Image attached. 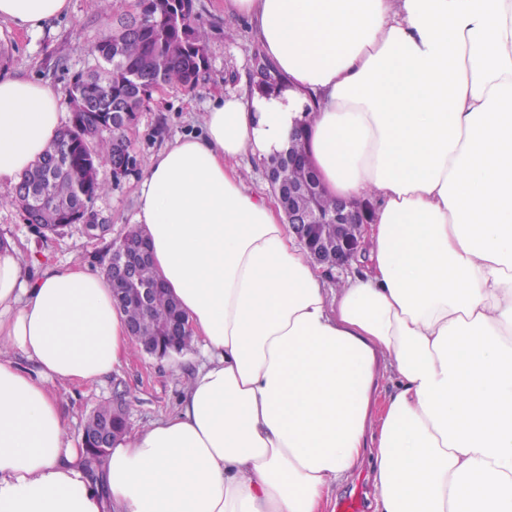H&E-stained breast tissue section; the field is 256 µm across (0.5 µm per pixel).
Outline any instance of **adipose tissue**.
Instances as JSON below:
<instances>
[{
    "mask_svg": "<svg viewBox=\"0 0 512 512\" xmlns=\"http://www.w3.org/2000/svg\"><path fill=\"white\" fill-rule=\"evenodd\" d=\"M70 0H0L42 31ZM287 74L153 157L136 220L204 362L98 481L55 389L130 356L106 276L0 248V512H324L371 462L376 512H512V0H224ZM332 198L375 199L362 274L329 287L274 198L230 168L290 144ZM0 76V185L62 128ZM23 363H16L15 355ZM391 387H381L383 379Z\"/></svg>",
    "mask_w": 512,
    "mask_h": 512,
    "instance_id": "obj_1",
    "label": "adipose tissue"
}]
</instances>
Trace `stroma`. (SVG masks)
I'll list each match as a JSON object with an SVG mask.
<instances>
[{
    "label": "stroma",
    "mask_w": 512,
    "mask_h": 512,
    "mask_svg": "<svg viewBox=\"0 0 512 512\" xmlns=\"http://www.w3.org/2000/svg\"><path fill=\"white\" fill-rule=\"evenodd\" d=\"M134 0H70V10L31 35L0 21V76H23L64 90L78 74L95 64L91 46L108 31L117 17L131 12ZM198 24L208 34L206 79L188 90L164 86L136 112L125 131L135 148L138 171L115 179L110 166L100 167L102 189L93 202L100 222L109 226L94 236L76 224L63 233L40 237L23 220L12 200V188L0 186V238L28 244L41 262L78 263L104 271L112 244L133 225L142 172L151 159L176 136L199 131L211 100L240 94L249 88L252 59L259 46L246 20L224 15V0H194ZM198 364L195 354L157 359L144 352L132 357L102 383L66 385L56 389L61 410L69 424L73 444L82 441L87 415L98 404L123 395L131 429L147 426L171 413ZM376 491L369 466H362L348 481L330 492L328 512L350 503L359 512H374Z\"/></svg>",
    "instance_id": "35a3bbf8"
}]
</instances>
